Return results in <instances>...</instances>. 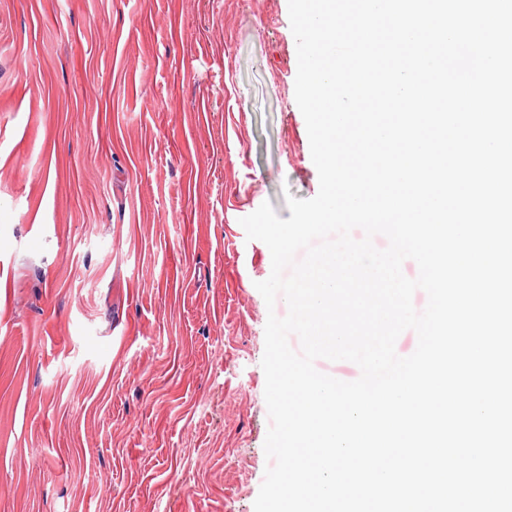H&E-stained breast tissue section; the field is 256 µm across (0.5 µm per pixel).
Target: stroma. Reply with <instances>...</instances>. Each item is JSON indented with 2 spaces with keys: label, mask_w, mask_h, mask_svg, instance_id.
<instances>
[{
  "label": "stroma",
  "mask_w": 512,
  "mask_h": 512,
  "mask_svg": "<svg viewBox=\"0 0 512 512\" xmlns=\"http://www.w3.org/2000/svg\"><path fill=\"white\" fill-rule=\"evenodd\" d=\"M296 73L288 0H0V512H254Z\"/></svg>",
  "instance_id": "obj_1"
}]
</instances>
